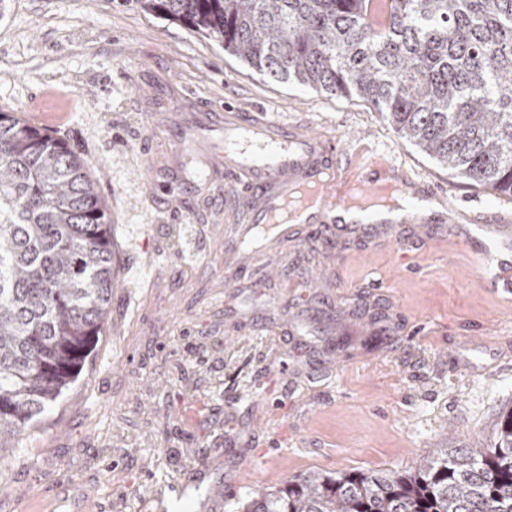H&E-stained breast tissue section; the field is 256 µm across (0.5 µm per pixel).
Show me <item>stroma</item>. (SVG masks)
I'll return each instance as SVG.
<instances>
[{
  "label": "stroma",
  "instance_id": "35a3bbf8",
  "mask_svg": "<svg viewBox=\"0 0 512 512\" xmlns=\"http://www.w3.org/2000/svg\"><path fill=\"white\" fill-rule=\"evenodd\" d=\"M234 99L372 150L461 207L512 204L448 174L357 98L256 73L139 0H0V110L66 141L112 214V293L79 378L0 455V512H204L169 492L224 459V512L290 477L409 470L490 444L512 408V300L483 283L486 237L410 224L282 243L224 262L229 216L178 180L165 140ZM174 196L149 195L152 179ZM280 351L288 370L269 361Z\"/></svg>",
  "mask_w": 512,
  "mask_h": 512
}]
</instances>
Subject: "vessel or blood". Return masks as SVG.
Here are the masks:
<instances>
[{"mask_svg":"<svg viewBox=\"0 0 512 512\" xmlns=\"http://www.w3.org/2000/svg\"><path fill=\"white\" fill-rule=\"evenodd\" d=\"M219 129L224 133V208L245 217L224 237V253L236 263L250 260L255 250L250 240L264 228H271L275 239L299 240L304 233L342 223L351 198L367 200L371 214L387 186H395L406 200L425 191L422 181L394 165L349 156L333 135L286 127L267 119L260 108L246 115L225 103ZM459 215L470 224L493 223L497 234L512 236V209L461 214L444 195L431 206L404 211L401 221L432 224ZM490 262L502 293L512 296V253L491 256Z\"/></svg>","mask_w":512,"mask_h":512,"instance_id":"b4317fda","label":"vessel or blood"}]
</instances>
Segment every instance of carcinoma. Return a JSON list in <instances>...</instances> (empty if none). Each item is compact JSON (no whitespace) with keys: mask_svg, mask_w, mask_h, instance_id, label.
<instances>
[{"mask_svg":"<svg viewBox=\"0 0 512 512\" xmlns=\"http://www.w3.org/2000/svg\"><path fill=\"white\" fill-rule=\"evenodd\" d=\"M140 0L278 82L355 96L449 174L512 195V0ZM112 288V222L64 141L0 111V454L80 373ZM245 512H512V409L487 448L413 471L289 478Z\"/></svg>","mask_w":512,"mask_h":512,"instance_id":"cac0c4a2","label":"carcinoma"}]
</instances>
